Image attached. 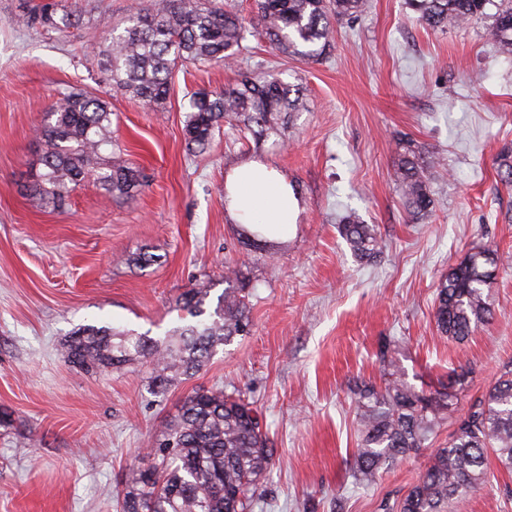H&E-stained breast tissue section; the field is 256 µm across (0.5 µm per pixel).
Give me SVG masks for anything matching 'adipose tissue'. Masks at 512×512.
<instances>
[{"label": "adipose tissue", "instance_id": "1", "mask_svg": "<svg viewBox=\"0 0 512 512\" xmlns=\"http://www.w3.org/2000/svg\"><path fill=\"white\" fill-rule=\"evenodd\" d=\"M224 206L239 224L271 226L275 236L288 232L296 223L301 202L287 179L261 159H249L232 168L225 176Z\"/></svg>", "mask_w": 512, "mask_h": 512}]
</instances>
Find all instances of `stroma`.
I'll return each mask as SVG.
<instances>
[{"label":"stroma","mask_w":512,"mask_h":512,"mask_svg":"<svg viewBox=\"0 0 512 512\" xmlns=\"http://www.w3.org/2000/svg\"><path fill=\"white\" fill-rule=\"evenodd\" d=\"M45 1L0 0V409L12 414L0 426V512H116L148 440L185 396L216 388L262 412L275 450L252 512H385L454 425L377 483L357 482L348 385L379 379L380 340H394L412 386H450L458 415L512 363V267L497 271L493 318L468 342L448 340L433 319L451 267L478 247L512 252V184L497 175L512 149V55L487 40L485 21L433 30L406 0H370L361 17L336 23L321 60L283 57L257 35L234 66L176 69L165 104L150 108L114 89L99 55L108 30L147 0H49L78 25H23ZM258 69L299 83L306 98L281 146L226 125L188 154L190 93H221ZM70 91L110 103L112 158L145 180L134 199L88 186L58 211L31 194L45 150L36 127ZM402 137L446 166L431 176L434 207L418 221L396 181ZM253 157L302 202L267 252L240 245L224 208L226 173ZM350 212L379 228L374 263L358 262L338 232ZM142 252L155 262L132 265ZM228 267L249 284L252 331L167 394L151 392L148 363L90 374L63 356V340L88 324L164 338L191 321L177 297L203 278L218 297ZM462 512H512V472L491 463Z\"/></svg>","instance_id":"stroma-1"}]
</instances>
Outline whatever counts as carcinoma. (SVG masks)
<instances>
[{
  "label": "carcinoma",
  "mask_w": 512,
  "mask_h": 512,
  "mask_svg": "<svg viewBox=\"0 0 512 512\" xmlns=\"http://www.w3.org/2000/svg\"><path fill=\"white\" fill-rule=\"evenodd\" d=\"M369 0H255L248 24L233 0H151L129 17L123 30L109 35L103 61L112 83L147 106L166 100L177 65L236 61L248 49V37L261 33L271 49L298 60H313L331 46V18H356ZM417 21L446 29L486 19L487 36L512 54V0H408ZM71 24L55 11L40 7L26 18L29 26ZM64 104L45 113L37 128L47 150L43 171L30 192L55 208L66 205L77 185L92 184L105 192L133 197L143 186L137 171L109 164L105 151L112 140V109L95 96L71 93ZM304 110L302 87L277 75H244L224 93L204 90L190 95L185 121L192 150L209 145L216 129L243 125L257 142L277 134L278 126ZM397 178L409 216L420 219L433 208L420 155L411 141L402 145ZM338 231L361 261L379 253L378 228L345 215ZM512 257L490 248L469 253L437 286L434 320L437 330L457 343L467 341L490 322L484 290L497 268ZM224 292L210 307L211 285L195 284L179 298V307L196 319L157 342L128 330L83 325L65 339L62 351L90 373L124 370L145 358L150 385L164 393L183 376L200 371L217 347L251 327L250 293L239 271L224 275ZM380 383L364 381L351 393L357 419L356 480L370 485L384 470L424 447L445 421L452 394L424 392L410 385L395 358L394 345L379 346ZM154 465L132 474L120 493L121 512H251L257 481L267 471L269 446L262 413L236 392L198 390L186 396L161 436L148 442ZM512 470V366H504L486 393L473 400L455 420L448 446L436 449L425 473L391 512H449L486 482L488 457Z\"/></svg>",
  "instance_id": "obj_1"
}]
</instances>
